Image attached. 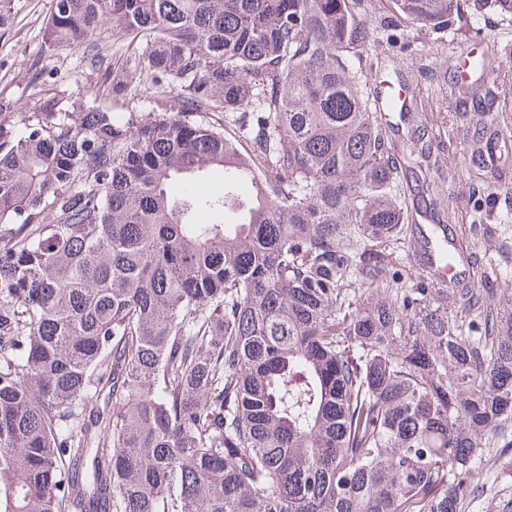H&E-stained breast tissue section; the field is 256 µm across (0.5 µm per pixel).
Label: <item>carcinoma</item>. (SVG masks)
Listing matches in <instances>:
<instances>
[{"label":"carcinoma","mask_w":512,"mask_h":512,"mask_svg":"<svg viewBox=\"0 0 512 512\" xmlns=\"http://www.w3.org/2000/svg\"><path fill=\"white\" fill-rule=\"evenodd\" d=\"M367 11L52 0L42 47L101 88L0 120V512H461L512 458V292L473 317L475 289L386 272L410 209L355 70ZM454 17L391 0L380 39ZM482 151L456 166L476 223Z\"/></svg>","instance_id":"1"}]
</instances>
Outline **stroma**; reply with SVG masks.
Instances as JSON below:
<instances>
[{
    "instance_id": "1",
    "label": "stroma",
    "mask_w": 512,
    "mask_h": 512,
    "mask_svg": "<svg viewBox=\"0 0 512 512\" xmlns=\"http://www.w3.org/2000/svg\"><path fill=\"white\" fill-rule=\"evenodd\" d=\"M51 0H14L15 20L9 29L0 30V101L11 102L7 121L23 129L25 118L33 116L38 100L66 91L72 96L95 90L101 83L98 73L82 63L78 49H60L53 53L41 49V29L50 13ZM404 48H386L375 43L367 52L365 74L369 81L386 80L406 100L402 111L390 113L383 126L393 152H400L408 131L423 126L424 140L438 159L437 166L406 167L400 171L404 183L415 185L435 180L439 170L456 165L470 143L465 127L468 118L457 103V87L445 71L450 60L494 47L498 69L494 74L497 90L494 98L483 100L480 110L493 116L488 136H512V16L491 11L465 9L460 21L435 32L416 25H406ZM448 209L447 200H425L412 206L413 222L405 238L390 247L391 265L398 271L404 287L412 288L426 278L415 255L419 228L438 224ZM483 264L492 288L512 290V254L499 241L475 233L470 257L461 270L472 262ZM512 485L498 460L484 463L478 492L469 494L462 512H495L494 502L502 489Z\"/></svg>"
}]
</instances>
